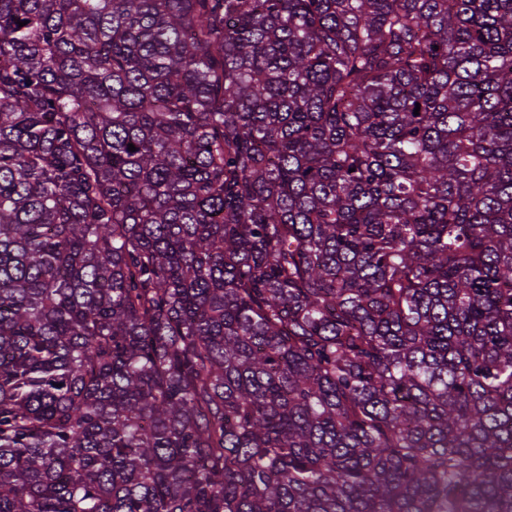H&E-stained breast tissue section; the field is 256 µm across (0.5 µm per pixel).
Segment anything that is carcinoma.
Returning <instances> with one entry per match:
<instances>
[{
  "mask_svg": "<svg viewBox=\"0 0 512 512\" xmlns=\"http://www.w3.org/2000/svg\"><path fill=\"white\" fill-rule=\"evenodd\" d=\"M0 512H512V0H0Z\"/></svg>",
  "mask_w": 512,
  "mask_h": 512,
  "instance_id": "1",
  "label": "carcinoma"
}]
</instances>
